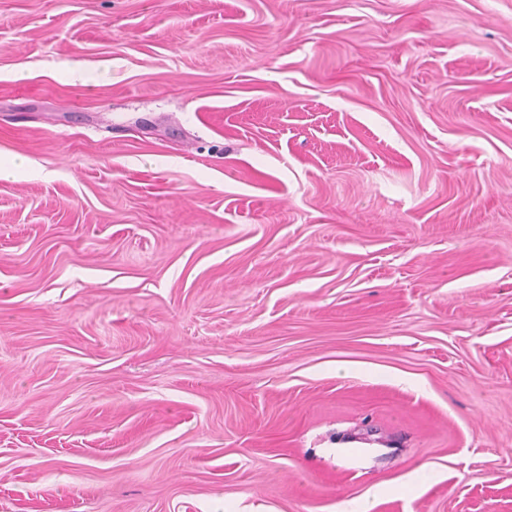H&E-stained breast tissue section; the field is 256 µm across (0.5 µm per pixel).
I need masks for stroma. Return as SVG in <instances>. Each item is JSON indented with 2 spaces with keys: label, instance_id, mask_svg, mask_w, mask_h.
<instances>
[{
  "label": "stroma",
  "instance_id": "obj_1",
  "mask_svg": "<svg viewBox=\"0 0 512 512\" xmlns=\"http://www.w3.org/2000/svg\"><path fill=\"white\" fill-rule=\"evenodd\" d=\"M16 156L0 512H512V0H0Z\"/></svg>",
  "mask_w": 512,
  "mask_h": 512
}]
</instances>
